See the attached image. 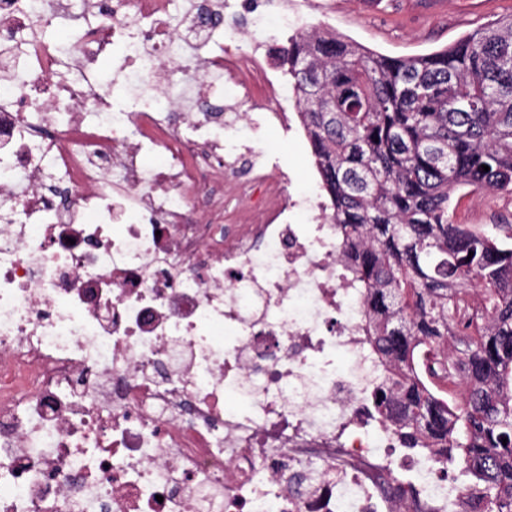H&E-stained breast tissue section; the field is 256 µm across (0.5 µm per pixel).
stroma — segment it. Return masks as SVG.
Instances as JSON below:
<instances>
[{
	"label": "stroma",
	"instance_id": "stroma-1",
	"mask_svg": "<svg viewBox=\"0 0 512 512\" xmlns=\"http://www.w3.org/2000/svg\"><path fill=\"white\" fill-rule=\"evenodd\" d=\"M270 16L289 10L294 27L323 26L336 36L393 57L443 50L467 33L512 13V0H270ZM264 152L296 180L317 179L307 140L269 135ZM457 219L483 228L512 223V197L464 191Z\"/></svg>",
	"mask_w": 512,
	"mask_h": 512
}]
</instances>
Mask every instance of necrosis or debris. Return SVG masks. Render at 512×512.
<instances>
[{
	"label": "necrosis or debris",
	"mask_w": 512,
	"mask_h": 512,
	"mask_svg": "<svg viewBox=\"0 0 512 512\" xmlns=\"http://www.w3.org/2000/svg\"><path fill=\"white\" fill-rule=\"evenodd\" d=\"M203 2L0 0V512H476L376 412L328 204L263 160L297 130L261 0Z\"/></svg>",
	"instance_id": "1"
}]
</instances>
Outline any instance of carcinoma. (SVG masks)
<instances>
[{
	"label": "carcinoma",
	"mask_w": 512,
	"mask_h": 512,
	"mask_svg": "<svg viewBox=\"0 0 512 512\" xmlns=\"http://www.w3.org/2000/svg\"><path fill=\"white\" fill-rule=\"evenodd\" d=\"M278 59L366 292L388 373L378 413L410 444L461 462L512 512V232L461 224L452 207L463 188L512 195V14L422 56L318 30ZM417 345L448 352L441 375L455 407L421 385Z\"/></svg>",
	"instance_id": "cac0c4a2"
}]
</instances>
